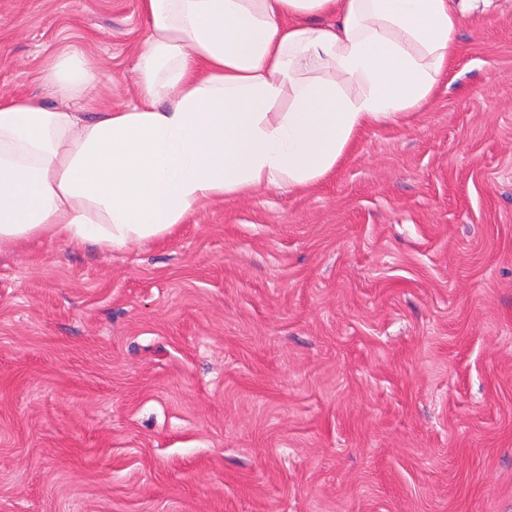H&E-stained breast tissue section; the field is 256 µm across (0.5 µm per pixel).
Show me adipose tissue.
Masks as SVG:
<instances>
[{"mask_svg": "<svg viewBox=\"0 0 512 512\" xmlns=\"http://www.w3.org/2000/svg\"><path fill=\"white\" fill-rule=\"evenodd\" d=\"M137 96L95 115L83 53L49 56L48 107L0 96V253L126 250L200 208L330 175L362 129L403 121L460 53L464 0H141Z\"/></svg>", "mask_w": 512, "mask_h": 512, "instance_id": "obj_1", "label": "adipose tissue"}]
</instances>
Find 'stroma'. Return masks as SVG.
I'll use <instances>...</instances> for the list:
<instances>
[{
    "label": "stroma",
    "mask_w": 512,
    "mask_h": 512,
    "mask_svg": "<svg viewBox=\"0 0 512 512\" xmlns=\"http://www.w3.org/2000/svg\"><path fill=\"white\" fill-rule=\"evenodd\" d=\"M140 0H0V95L73 46L135 97ZM409 123L127 251L0 254V512H512V0Z\"/></svg>",
    "instance_id": "1"
}]
</instances>
